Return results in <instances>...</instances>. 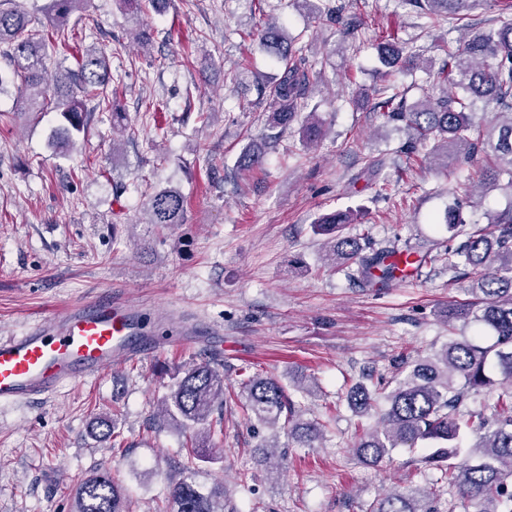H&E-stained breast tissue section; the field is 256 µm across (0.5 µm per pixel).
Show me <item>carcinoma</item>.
Masks as SVG:
<instances>
[{
  "instance_id": "cac0c4a2",
  "label": "carcinoma",
  "mask_w": 512,
  "mask_h": 512,
  "mask_svg": "<svg viewBox=\"0 0 512 512\" xmlns=\"http://www.w3.org/2000/svg\"><path fill=\"white\" fill-rule=\"evenodd\" d=\"M88 0H49L42 13L30 12L14 0H0V57L10 70L0 72V94L7 86L16 88L17 100L26 112L56 111L63 123L54 128L49 143L65 153L88 123L87 102L112 112V129L124 128L125 113L110 106L104 89L114 80L103 52L84 51L73 68L55 71L53 83L48 72V46L52 39L65 37L73 13ZM477 0H399L401 6L435 21L446 20L452 28L467 32V39L452 46L441 45L442 65L432 74L431 92L410 104L404 93L388 84L377 91L374 108L387 121L402 123L412 131L400 147L406 155L424 154L437 161L445 157L453 164L480 154L488 168L479 171L480 184L501 181L512 190V4L499 17V25L488 31L469 32L470 11ZM133 13L137 28L130 32L142 43L146 32L138 28L141 0H121ZM281 68L269 85L258 88L269 102L271 122L287 128L304 107L311 90V65L297 38L276 22L251 32ZM384 76L408 71L417 65L419 54L409 43L385 37L378 44ZM481 101L495 109L486 126L476 125L471 110ZM326 133L314 112L301 128L302 140L314 146ZM147 223L170 228L184 223L186 199L177 189H163L147 195L144 203ZM352 209L334 210L313 224L316 234L326 238V261L333 267L357 265L351 278L368 288H389L397 284V266L389 258L402 252L406 265L417 270L427 263L441 262L448 271L465 268L473 275L474 303L448 305V321L474 323L493 336L490 344L482 334L461 340L450 339L434 354L407 366L404 377L385 394L386 407L377 425L358 434L354 451L364 463L377 465L397 448H414L429 442L434 450L422 463L440 473L462 498L476 502L478 512H512V388L497 396L491 416L468 409V401L494 385L492 373L502 382H512V206L491 212L484 227L467 228L459 205L448 208L445 227L450 245L435 255L420 251L384 248L365 252L359 239L342 235L346 224L357 220ZM457 244H452V241ZM240 402L244 412L257 422L282 425L289 437L312 447L324 432L318 421L296 418L295 404L282 383L259 373L241 381ZM349 407L359 416L377 409L376 391L359 382L348 392ZM224 408V374L210 363L187 369L164 398L160 418L164 424L191 429L188 457L179 475L171 481L165 506L159 512H226L224 487L206 488L195 476L198 462H211V416ZM118 415L99 416L90 433L117 445ZM469 430L483 432L481 445L468 448L464 438ZM433 487L394 489L370 505L369 512H438ZM124 489L105 472L80 478L72 497L71 512H129Z\"/></svg>"
}]
</instances>
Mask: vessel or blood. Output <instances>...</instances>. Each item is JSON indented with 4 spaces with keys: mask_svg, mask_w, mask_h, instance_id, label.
I'll list each match as a JSON object with an SVG mask.
<instances>
[{
    "mask_svg": "<svg viewBox=\"0 0 512 512\" xmlns=\"http://www.w3.org/2000/svg\"><path fill=\"white\" fill-rule=\"evenodd\" d=\"M136 310L109 296L71 307L18 336L0 337V404L48 398L155 347Z\"/></svg>",
    "mask_w": 512,
    "mask_h": 512,
    "instance_id": "obj_1",
    "label": "vessel or blood"
}]
</instances>
